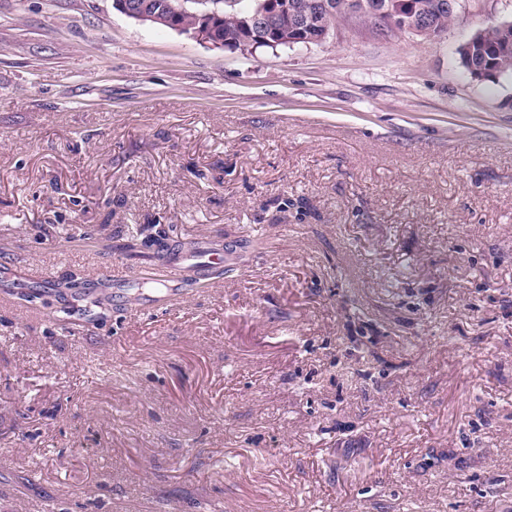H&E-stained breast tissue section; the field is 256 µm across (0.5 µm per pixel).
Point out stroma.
<instances>
[{
  "label": "stroma",
  "instance_id": "35a3bbf8",
  "mask_svg": "<svg viewBox=\"0 0 512 512\" xmlns=\"http://www.w3.org/2000/svg\"><path fill=\"white\" fill-rule=\"evenodd\" d=\"M425 39L217 48L0 0V287L221 244L155 312L0 301V512H512V75ZM30 317H23V310ZM149 230L155 234L146 238L141 232L132 235L125 243L120 245V249L128 256H146L150 253H158L168 247L169 234L166 227L162 224H151Z\"/></svg>",
  "mask_w": 512,
  "mask_h": 512
}]
</instances>
